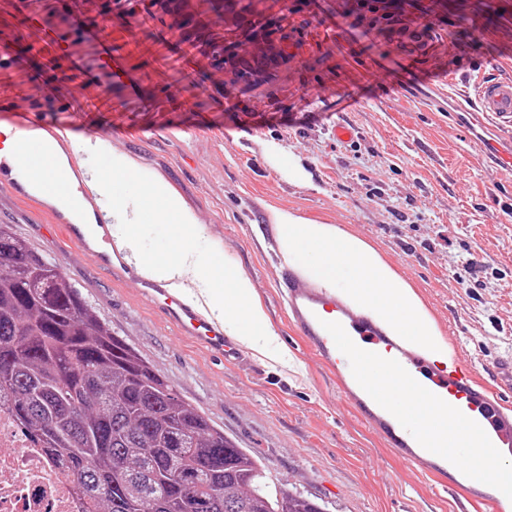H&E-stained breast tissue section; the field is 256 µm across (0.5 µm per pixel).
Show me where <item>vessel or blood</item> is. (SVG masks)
Here are the masks:
<instances>
[{"instance_id":"obj_1","label":"vessel or blood","mask_w":512,"mask_h":512,"mask_svg":"<svg viewBox=\"0 0 512 512\" xmlns=\"http://www.w3.org/2000/svg\"><path fill=\"white\" fill-rule=\"evenodd\" d=\"M65 22L49 24L39 30L43 48L65 62L78 74L68 85H52L47 89L52 107L40 108L24 114L0 113V123L8 124L16 135L9 153H0V191L18 197L27 196L25 186L13 176L19 167L40 171V191L44 194L68 193L74 188L66 171L42 167L40 147L28 133L34 129L48 131L57 140L65 141L75 130L66 119L76 103L94 106L109 92L114 78L104 76L99 62L112 56L109 34L112 15L91 16L83 12L77 0H63ZM80 34L84 42L94 45L95 60L64 52L73 34ZM468 105L479 112H490L505 123H512V81H504L486 72H479L474 95ZM279 284L295 325L320 358L329 365L344 368L353 388L351 397L362 407L366 418L382 435L397 434L399 452L411 464L425 468L454 467L472 487L492 486L498 499H512V488L504 487L497 465L472 467L469 449L444 448L435 440L421 438L408 432L402 415L395 407L400 392L422 394L429 402L451 404L458 410L459 419L478 426L484 446L500 449L512 447V418L508 417L498 398H486L475 403L473 375L467 365L453 360L447 363L432 361L419 355L414 340L409 336H392L384 332L368 313L348 306L336 296L326 294L313 282L298 275L289 263H281ZM147 297L159 304L165 312L193 339L217 350L225 360L240 359L238 344L225 336L223 328L194 306L167 288L150 286ZM392 354L394 370L386 377L370 375L368 368L376 364L381 350Z\"/></svg>"}]
</instances>
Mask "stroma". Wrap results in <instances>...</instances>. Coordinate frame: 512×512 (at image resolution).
Instances as JSON below:
<instances>
[{"label":"stroma","instance_id":"obj_1","mask_svg":"<svg viewBox=\"0 0 512 512\" xmlns=\"http://www.w3.org/2000/svg\"><path fill=\"white\" fill-rule=\"evenodd\" d=\"M112 2L91 0L94 14L115 17L112 57L127 75L100 106L108 148L167 181L204 226L201 246L218 245L247 271L277 348L246 347L235 362L210 352L146 298L132 256L122 269L98 265L66 240L44 198L0 193V224L58 264L115 336L260 459L271 485L318 499L325 512H468L451 473L405 461L295 326L278 288L270 212L334 224L371 245L417 293L449 357L471 366L478 393L497 395L512 415V391L494 373L512 357V173L492 179L493 121L458 111L440 81L451 66L477 64L512 80V0H403L406 31L428 10L441 19L421 46L369 27L349 0H127L116 12ZM150 13L159 24L145 22ZM214 13L223 26L208 23ZM261 27L296 51L248 39ZM1 38L21 62L0 81V104L28 112L48 82L72 81L64 66L41 67L35 36L4 0ZM351 87L360 103L338 111ZM340 123L352 141H337ZM292 160L307 185L289 179Z\"/></svg>","mask_w":512,"mask_h":512}]
</instances>
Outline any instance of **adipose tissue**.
Returning a JSON list of instances; mask_svg holds the SVG:
<instances>
[{
  "label": "adipose tissue",
  "mask_w": 512,
  "mask_h": 512,
  "mask_svg": "<svg viewBox=\"0 0 512 512\" xmlns=\"http://www.w3.org/2000/svg\"><path fill=\"white\" fill-rule=\"evenodd\" d=\"M71 151L97 159L100 169L88 185L98 204L112 211L115 227L122 234L120 248L134 252L138 273L164 283L184 294L189 302L205 299L209 317L223 320L234 312L230 331L246 347L264 350L275 342L250 276L239 266L219 263L216 247L200 248L202 227L182 198L160 177L141 170L128 155L111 152L98 142L74 140ZM130 181L140 187L132 197L112 196L116 181ZM151 212L159 224L171 225V247L166 256L138 252L136 234L144 212ZM279 249L300 272L329 292L343 290L349 301L368 311L384 326L408 328L422 348L435 359L448 358V347L412 287L362 239L333 224H322L290 211L271 213ZM422 430H443L452 448L472 449L471 462L479 466L489 458L488 450H477L478 432L463 427L456 418L438 412L418 424Z\"/></svg>",
  "instance_id": "obj_1"
}]
</instances>
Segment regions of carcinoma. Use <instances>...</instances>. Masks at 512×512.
<instances>
[{"label":"carcinoma","mask_w":512,"mask_h":512,"mask_svg":"<svg viewBox=\"0 0 512 512\" xmlns=\"http://www.w3.org/2000/svg\"><path fill=\"white\" fill-rule=\"evenodd\" d=\"M92 512H324L182 400L0 224V395Z\"/></svg>","instance_id":"carcinoma-1"}]
</instances>
